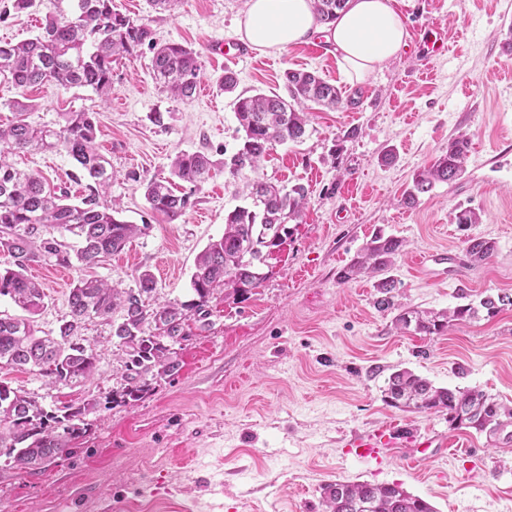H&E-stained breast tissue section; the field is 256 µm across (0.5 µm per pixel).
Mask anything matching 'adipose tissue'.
<instances>
[{"label": "adipose tissue", "mask_w": 512, "mask_h": 512, "mask_svg": "<svg viewBox=\"0 0 512 512\" xmlns=\"http://www.w3.org/2000/svg\"><path fill=\"white\" fill-rule=\"evenodd\" d=\"M259 50L282 51L320 36L347 68L351 82L364 81L407 45L408 32L393 0H349L333 25L320 24L312 0H248L239 28Z\"/></svg>", "instance_id": "ef3b65f1"}]
</instances>
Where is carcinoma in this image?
I'll return each mask as SVG.
<instances>
[{
    "mask_svg": "<svg viewBox=\"0 0 512 512\" xmlns=\"http://www.w3.org/2000/svg\"><path fill=\"white\" fill-rule=\"evenodd\" d=\"M348 0H312L313 12L322 24L333 23ZM152 52L149 70L155 84L173 98L189 100L201 79L199 54L181 43L157 45L150 25L122 14L112 0H77L69 15L45 17L42 31L30 40L0 43V77L23 94L35 85L89 88L100 97L112 90V62L134 59L142 48ZM224 93L234 96L236 119L244 132L239 149L223 161L224 170L235 176L249 167L259 168L276 146L298 143L306 135L308 104L328 107L343 104L341 90L319 75L299 69L283 74V93L258 91L245 96L236 93L237 80L226 72L220 82ZM15 120L0 126V251L10 262L0 268V296H8L31 315L44 307L41 284L26 275L27 268L46 257L70 263L57 238L49 230L69 232L81 239L75 251L77 262L97 265L122 251L136 234L149 225L132 224L119 216L116 203L107 201L112 187V166L96 146V113L63 112L59 128H34L26 122L30 105L22 99L10 103ZM471 140L460 134L448 140V149L435 162L414 173L402 203L413 208L422 195L437 183H452L465 172ZM16 150H56L70 156L88 180V193L78 203L68 202V193L45 186L42 177L22 172L6 161ZM215 163L200 152H180L171 161L167 178H128L140 184L151 211L167 223L180 221L192 207L191 196L210 178ZM188 183L192 190L181 189ZM244 206L224 217V236L211 242L200 254L191 275L193 298L165 301L150 308L143 296L156 288L153 274H138L139 287L119 290L99 279H80L70 291L69 318L59 326L57 336H37L25 319L0 317V366L18 370L36 367L52 384L77 383L95 367L93 350L70 341L88 320L98 319L112 328L125 355L126 371L122 392L105 396V403L129 404L150 389L155 376L173 375L178 363L169 357L167 344L179 343L210 325V303L218 292L232 289L247 293L267 280L261 260L272 249H283L292 239L303 210L309 203L302 184L280 186L263 179L246 185ZM404 241L381 231L374 233L340 271L339 282L361 276L376 278L383 311L395 313L393 323L400 330L424 336H438L460 322L485 311L491 318L512 307V293L487 295L475 302L466 300L442 311L418 310L397 300L396 279L391 275ZM496 250L491 239L465 240L464 267L474 269ZM122 308V322H112V313ZM387 405L409 412H445L454 428L462 426L484 433L493 442L512 443V405L474 389L435 387L410 370H397L384 390ZM98 402L68 404L46 409L34 398L0 384V447L13 458L16 468L36 471L46 463L68 454V443L87 431L85 417ZM323 512H435L425 499L408 493L398 483L376 485L368 482H328L322 486Z\"/></svg>",
    "mask_w": 512,
    "mask_h": 512,
    "instance_id": "carcinoma-1",
    "label": "carcinoma"
}]
</instances>
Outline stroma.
I'll return each mask as SVG.
<instances>
[{
	"mask_svg": "<svg viewBox=\"0 0 512 512\" xmlns=\"http://www.w3.org/2000/svg\"><path fill=\"white\" fill-rule=\"evenodd\" d=\"M246 3L184 0L159 12L149 0H113L115 9L147 22L159 42L199 52L202 91L190 101L158 90L147 51L113 62L108 101L85 88L37 85L26 92V118L35 126L57 127L60 113L71 110L95 112L98 149L112 164L111 196L124 220L147 227L98 266L53 257L30 266L46 293L32 317L39 334H56L71 288L85 277L129 289L148 270L156 281L153 301L191 299L196 258L223 235L225 215L243 205L239 189L247 181L301 183L311 200L263 286L245 295L218 293L210 330L176 345L178 373L152 383L140 400L102 406L124 381L110 325L95 320L78 336L97 354L89 379L52 386L38 371L0 368V384L45 407L99 402L71 454L41 470L20 471L0 453V512H319L322 484L336 480L398 483L436 512H512V444L449 428L446 414L408 413L383 400L390 374L407 368L438 387L512 401V309L423 336L397 330L392 314L376 307L372 279L337 280L380 230L406 242L393 270L406 306L454 307L462 287L476 297L512 292V0H394L410 38L435 27L448 50L425 58L407 46L356 85L318 40L280 52L253 49L242 58L212 55L210 43L239 45ZM72 7V0H36L18 13L12 0H0V41L35 37L46 15ZM288 68L318 72L357 106L313 107L304 142L276 146L256 171H214L179 223L153 215L128 172L168 175L180 152L229 157L243 132L232 96L219 88L225 70L251 94L281 91ZM157 112L164 126L153 123ZM353 127L359 134L351 138ZM462 133L471 138L465 174L436 184L417 207L401 205L415 171ZM389 149L397 158L386 165L380 157ZM11 161L41 173L49 186L77 197L86 192L65 152H18ZM461 206L480 212L481 223L455 224ZM469 236L497 244L471 270L456 263ZM425 253L449 260L428 276L417 266ZM391 423L456 449L414 467L402 448L369 460L347 454L352 435Z\"/></svg>",
	"mask_w": 512,
	"mask_h": 512,
	"instance_id": "35a3bbf8",
	"label": "stroma"
}]
</instances>
